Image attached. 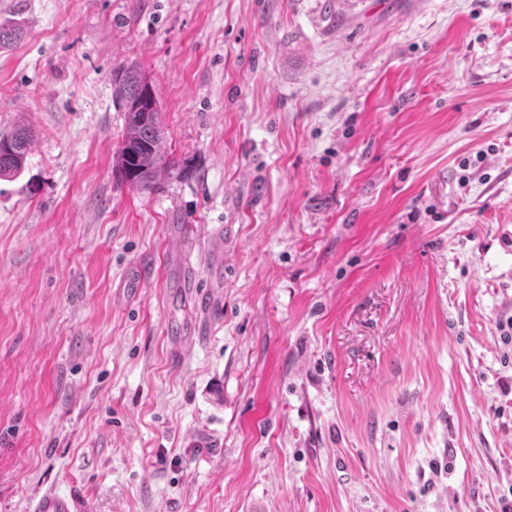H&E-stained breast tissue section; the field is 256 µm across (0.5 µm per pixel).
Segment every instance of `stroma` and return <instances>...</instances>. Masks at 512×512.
I'll use <instances>...</instances> for the list:
<instances>
[{
  "label": "stroma",
  "instance_id": "obj_1",
  "mask_svg": "<svg viewBox=\"0 0 512 512\" xmlns=\"http://www.w3.org/2000/svg\"><path fill=\"white\" fill-rule=\"evenodd\" d=\"M1 22L0 129L33 140L0 179V512H512V0ZM131 63L182 164L148 195ZM176 248L209 313L163 297ZM115 102L124 120L123 141L117 155L121 179L141 192H152L161 173H173L174 161L161 153L164 129L159 103L150 82L133 65L114 70ZM36 508V512H75L73 501L55 492L43 494L39 498Z\"/></svg>",
  "mask_w": 512,
  "mask_h": 512
}]
</instances>
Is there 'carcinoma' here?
Listing matches in <instances>:
<instances>
[{
    "instance_id": "1",
    "label": "carcinoma",
    "mask_w": 512,
    "mask_h": 512,
    "mask_svg": "<svg viewBox=\"0 0 512 512\" xmlns=\"http://www.w3.org/2000/svg\"><path fill=\"white\" fill-rule=\"evenodd\" d=\"M115 102L124 120L123 141L117 155L121 179L141 192H151L161 173L174 172L176 163L161 153L164 129L159 103L150 82L133 65L114 70ZM30 132L16 127L0 132V179L14 178L25 166Z\"/></svg>"
}]
</instances>
